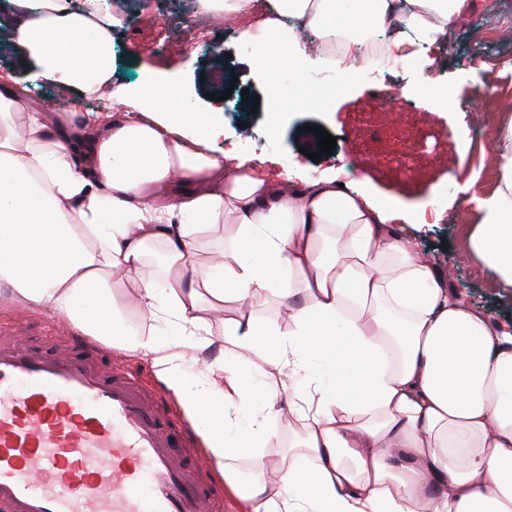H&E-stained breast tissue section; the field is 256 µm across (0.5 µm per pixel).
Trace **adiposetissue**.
I'll return each instance as SVG.
<instances>
[{
	"instance_id": "adipose-tissue-1",
	"label": "adipose tissue",
	"mask_w": 512,
	"mask_h": 512,
	"mask_svg": "<svg viewBox=\"0 0 512 512\" xmlns=\"http://www.w3.org/2000/svg\"><path fill=\"white\" fill-rule=\"evenodd\" d=\"M13 6L11 41L30 73L79 97L111 86L118 6ZM266 6L264 23L240 26L237 38L257 43L277 29L285 67L305 59L307 29L356 41L401 24L432 42L468 9L467 0ZM339 13L338 29L330 20ZM120 96L132 118L89 133L73 109H34L19 81L0 80V284L12 299L150 357L250 512H512V328L470 308L416 253L407 213L332 177L270 176L249 158L213 155L217 122L173 111L153 74ZM495 148V188L476 192L473 172L455 192L471 220L468 255L512 288V120ZM175 179L184 190L173 200ZM105 199L120 223L104 217ZM223 224L259 241L263 260L228 246L196 263L202 230ZM276 297L288 302L284 323L249 314ZM328 326L347 342L353 391L323 381L312 362ZM226 350L268 366L274 385L262 406L225 365ZM286 413L304 429L267 459L258 447L282 437ZM242 457L275 479L238 480Z\"/></svg>"
}]
</instances>
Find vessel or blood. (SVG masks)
I'll list each match as a JSON object with an SVG mask.
<instances>
[{
  "label": "vessel or blood",
  "mask_w": 512,
  "mask_h": 512,
  "mask_svg": "<svg viewBox=\"0 0 512 512\" xmlns=\"http://www.w3.org/2000/svg\"><path fill=\"white\" fill-rule=\"evenodd\" d=\"M201 439L83 337L0 336V512H222Z\"/></svg>",
  "instance_id": "vessel-or-blood-1"
}]
</instances>
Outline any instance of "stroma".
<instances>
[{
	"label": "stroma",
	"mask_w": 512,
	"mask_h": 512,
	"mask_svg": "<svg viewBox=\"0 0 512 512\" xmlns=\"http://www.w3.org/2000/svg\"><path fill=\"white\" fill-rule=\"evenodd\" d=\"M167 0H138L133 10L136 20L126 21L115 39L116 81L134 84L149 66L170 80L169 101L182 112L208 111L215 103L209 95L215 57L238 78L239 88L248 92L247 103L268 96L270 85L282 72L280 59L284 45L274 32H267L257 50L241 45L236 36L223 28L210 27L208 46L192 49L169 28L165 11ZM11 0H0V73L16 71L24 78L33 104L51 109L68 99L67 91L27 76L16 67V52L8 47ZM496 19L474 6L460 25L449 30L448 53L434 58L429 68H416L396 59L380 79L360 73L350 86L340 89L326 104L303 100L300 109L280 106L267 111L239 114L237 123H225L224 133L215 139L212 150L223 154L234 150L259 160L276 157L297 162L313 175L336 171V155L348 152L362 160L351 189L372 195L385 208H410L417 213L432 212V220L410 227L415 249L439 267L451 270V287L463 288L469 304L493 319L512 324V292L490 288L478 263L462 253L465 225L459 218V205L453 204L451 177L465 178L479 171L477 192H487L496 184V157L492 151V131L512 120V58H507L498 42ZM488 83V93L475 102L472 116L478 117L491 133L480 141L459 146L456 140L457 107H444L463 82ZM382 124L391 151L415 155L412 173L406 174L372 159L362 138L368 123ZM255 128L245 134L244 125ZM328 131L337 145L333 153L312 161L315 152L314 128ZM42 338L75 335V328L64 318L44 310L19 308L8 288L0 285V325Z\"/></svg>",
	"instance_id": "35a3bbf8"
}]
</instances>
